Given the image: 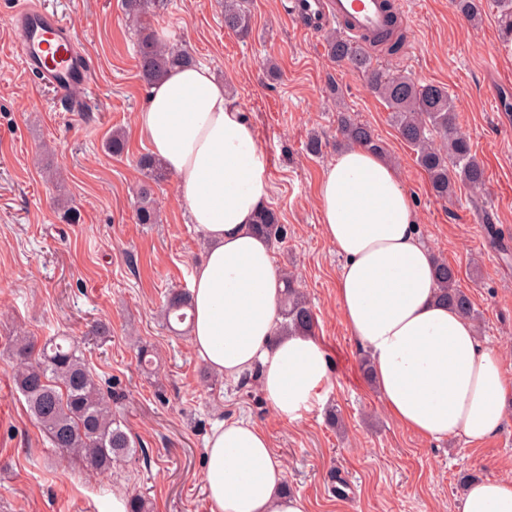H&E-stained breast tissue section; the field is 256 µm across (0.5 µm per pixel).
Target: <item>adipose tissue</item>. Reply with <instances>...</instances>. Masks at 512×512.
Instances as JSON below:
<instances>
[{
	"label": "adipose tissue",
	"instance_id": "adipose-tissue-1",
	"mask_svg": "<svg viewBox=\"0 0 512 512\" xmlns=\"http://www.w3.org/2000/svg\"><path fill=\"white\" fill-rule=\"evenodd\" d=\"M137 128L208 242L190 288L196 355L231 380L259 370L272 409L300 419L323 400L326 352L312 337L279 332L282 280L271 243L252 227L269 176L242 106L208 67L175 68L150 87ZM317 201L323 235L343 260L342 320L371 355L387 414L429 440L497 434L512 378L474 323L438 301L433 256L395 169L350 146L327 165ZM204 457L212 512H307L285 492L283 464L251 421L221 422ZM458 512H512V479L471 483Z\"/></svg>",
	"mask_w": 512,
	"mask_h": 512
}]
</instances>
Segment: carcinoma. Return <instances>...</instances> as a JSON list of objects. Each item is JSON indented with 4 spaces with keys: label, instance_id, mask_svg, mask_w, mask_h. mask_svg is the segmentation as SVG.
Returning <instances> with one entry per match:
<instances>
[{
    "label": "carcinoma",
    "instance_id": "1",
    "mask_svg": "<svg viewBox=\"0 0 512 512\" xmlns=\"http://www.w3.org/2000/svg\"><path fill=\"white\" fill-rule=\"evenodd\" d=\"M246 0H224V28L246 36L250 14ZM502 30L512 35V0H493ZM158 0H123L128 18L139 23ZM407 32L397 17L390 28L371 38L375 49L393 56L403 49ZM326 49L336 62L359 73L371 92L390 109L402 140L412 148L417 164L427 173L435 196L446 199L462 184L480 190L485 184V168L473 151L469 139L457 131L458 112L448 90L432 83H419L403 74L386 72L371 62L364 49L338 34L327 37ZM137 67L146 84L161 79L168 70L195 62L187 49H166L156 38L138 29ZM338 145L360 144L379 154L383 147L372 129L343 113L338 118ZM144 180L139 185L137 223L157 224L160 211L154 186L165 180L167 169L150 155L138 159ZM253 227L272 241L284 239L287 229L278 213L265 206L257 213ZM438 298L459 313L474 316L470 296L457 283V272L444 261L436 265ZM284 292L280 302L279 332L312 335L315 315L292 275L282 277ZM187 292L169 293L164 307L166 324L192 320ZM15 384L26 399L30 415L49 437L53 447L63 453L84 458L87 467L106 474L116 462L134 455L140 444L121 427L112 415V394L94 379L78 343L67 336H50L38 344L28 336L16 339Z\"/></svg>",
    "mask_w": 512,
    "mask_h": 512
}]
</instances>
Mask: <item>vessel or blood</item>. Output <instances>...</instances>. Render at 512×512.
I'll return each mask as SVG.
<instances>
[{
  "label": "vessel or blood",
  "mask_w": 512,
  "mask_h": 512,
  "mask_svg": "<svg viewBox=\"0 0 512 512\" xmlns=\"http://www.w3.org/2000/svg\"><path fill=\"white\" fill-rule=\"evenodd\" d=\"M288 14L306 20L310 32L336 22L345 33L359 35L384 29L381 0H289ZM11 29L26 71L61 97H76L89 84L90 63L73 29L56 14L38 7H21L10 18Z\"/></svg>",
  "instance_id": "obj_1"
}]
</instances>
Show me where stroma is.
<instances>
[{"label":"stroma","mask_w":512,"mask_h":512,"mask_svg":"<svg viewBox=\"0 0 512 512\" xmlns=\"http://www.w3.org/2000/svg\"><path fill=\"white\" fill-rule=\"evenodd\" d=\"M17 2L0 0V512H111L113 496L134 494L153 512H211L205 439L216 422L239 418L268 434L289 492L308 512H457L462 476L512 478V396L501 430L477 443L429 441L387 415L363 369L369 353L341 321L342 260L322 234L316 197L338 152L337 115L348 111L382 142L414 202L421 238L457 271L481 342L499 350L512 375V113L491 104L492 92L512 91V42L502 38L492 0H481L475 22L454 0H406L404 50L372 55L455 98L460 129L486 172L475 199L464 190L434 195L390 110L360 75L331 61L324 32L306 33L289 17L288 0H248L252 30L244 38L225 29L224 0H163L144 19L162 45L188 48L224 82L265 156L267 204L288 230L273 246L276 267L295 271L330 368L324 401L293 421L272 410L258 373L224 379L197 358L189 335L164 326L167 292L190 288L207 243L189 224L172 175L154 188L161 223L136 220L137 160L147 152L136 119L147 88L122 0H40L75 28L91 62L90 89L72 105L23 68L9 28ZM270 60L278 77L266 74ZM119 128L126 150L114 157L103 143ZM315 135L318 157L305 151ZM60 195L67 208L56 207ZM100 322L109 333L93 335ZM19 332L81 341L143 453L96 475L51 448L14 385L9 347ZM143 348L153 370L139 364ZM342 472L352 481L348 499L336 492Z\"/></svg>","instance_id":"obj_1"}]
</instances>
